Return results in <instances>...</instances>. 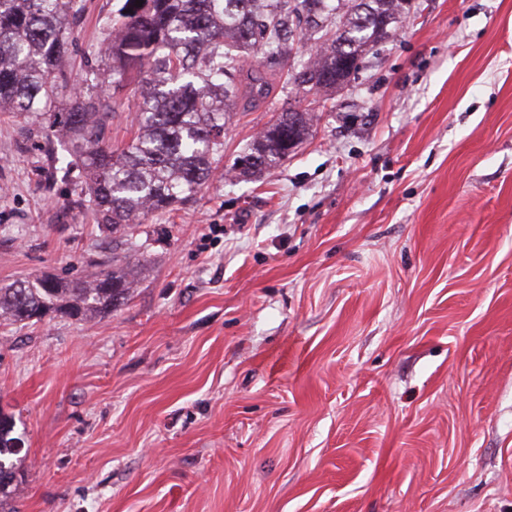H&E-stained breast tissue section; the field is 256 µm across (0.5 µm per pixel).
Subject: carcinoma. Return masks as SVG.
I'll return each mask as SVG.
<instances>
[{
  "mask_svg": "<svg viewBox=\"0 0 512 512\" xmlns=\"http://www.w3.org/2000/svg\"><path fill=\"white\" fill-rule=\"evenodd\" d=\"M109 39L71 83L69 62L85 0H0V112L43 124L55 173L75 180L73 203L118 233L195 201L224 158L226 111L246 92L271 89L268 76L298 38L314 54L288 82L338 91L397 30L406 0H120ZM73 89L65 107L58 93ZM130 89L127 100L114 91ZM136 114L130 140L112 147V114ZM315 114L281 113L233 167L254 176L283 161L308 137ZM137 274L112 266L89 280L45 277L0 288V321H87L128 299ZM12 415L0 410V512L22 483Z\"/></svg>",
  "mask_w": 512,
  "mask_h": 512,
  "instance_id": "obj_1",
  "label": "carcinoma"
}]
</instances>
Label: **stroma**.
Segmentation results:
<instances>
[{
  "mask_svg": "<svg viewBox=\"0 0 512 512\" xmlns=\"http://www.w3.org/2000/svg\"><path fill=\"white\" fill-rule=\"evenodd\" d=\"M117 5L87 0L82 50ZM298 107L279 166L116 234L0 112V287L139 279L0 324L10 512H512V0H412L344 89L237 104L225 164ZM137 285L133 268L112 264L89 280L45 277L0 288V321L27 325L46 318L87 321L111 313ZM15 424L12 415L0 410V511L4 510L19 489L22 483V476L18 464L14 462L13 456H16L20 448H17L16 442L20 441L18 437L12 436Z\"/></svg>",
  "mask_w": 512,
  "mask_h": 512,
  "instance_id": "stroma-1",
  "label": "stroma"
}]
</instances>
